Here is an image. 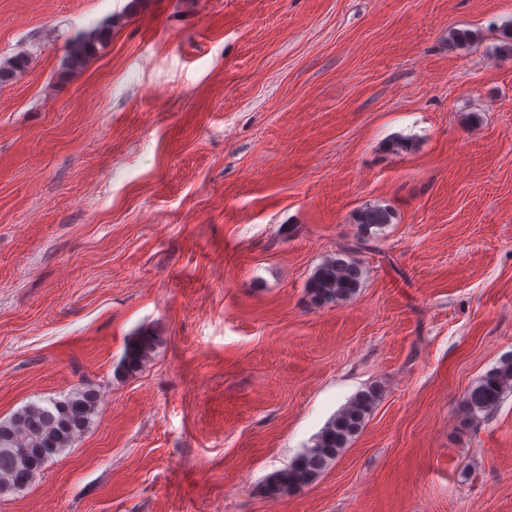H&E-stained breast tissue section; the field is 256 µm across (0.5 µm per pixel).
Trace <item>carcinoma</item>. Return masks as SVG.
Masks as SVG:
<instances>
[{
    "mask_svg": "<svg viewBox=\"0 0 512 512\" xmlns=\"http://www.w3.org/2000/svg\"><path fill=\"white\" fill-rule=\"evenodd\" d=\"M112 26L95 24L71 40L63 63L62 76H76L105 47ZM480 34L472 30H454L450 40L460 47H472ZM31 54L21 51L0 60V85L23 73ZM386 206L369 204L356 213L355 221L363 234L355 242L340 247L335 256L319 264L308 278L306 290L318 306L350 300L359 290L362 267L354 258L361 251L377 250V232L391 223ZM158 344L157 336L143 331L127 342L119 368L138 370ZM512 391V356L502 359L468 390L464 408L473 418L487 417ZM379 391L367 387L358 391L333 414L286 468L269 474L263 493L277 498L308 487L335 462L362 431L372 412ZM98 412V399L90 389H77L61 399L44 398L30 402L10 418L0 421V495L19 493L28 488L55 457L71 447L88 430Z\"/></svg>",
    "mask_w": 512,
    "mask_h": 512,
    "instance_id": "carcinoma-1",
    "label": "carcinoma"
}]
</instances>
